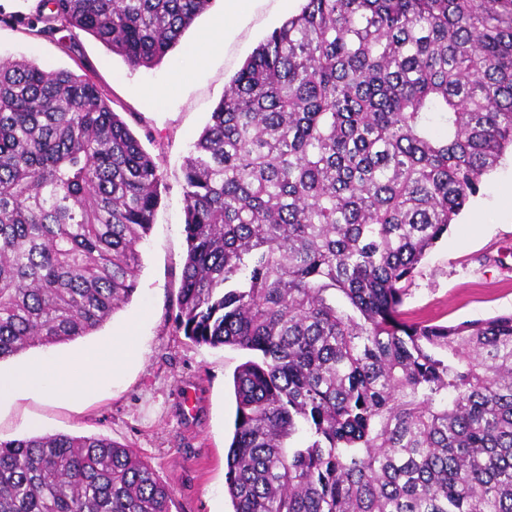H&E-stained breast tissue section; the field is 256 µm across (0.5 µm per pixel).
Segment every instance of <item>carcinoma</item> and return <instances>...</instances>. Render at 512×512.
Masks as SVG:
<instances>
[{
	"mask_svg": "<svg viewBox=\"0 0 512 512\" xmlns=\"http://www.w3.org/2000/svg\"><path fill=\"white\" fill-rule=\"evenodd\" d=\"M214 0H40L131 68ZM443 126L440 136L433 122ZM512 148V0H304L184 159L172 308L233 376L234 512H512V313L411 321L417 268ZM160 166L88 74L0 61V363L137 290ZM100 435L0 440V512H171Z\"/></svg>",
	"mask_w": 512,
	"mask_h": 512,
	"instance_id": "obj_1",
	"label": "carcinoma"
}]
</instances>
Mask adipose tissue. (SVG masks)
<instances>
[{
    "label": "adipose tissue",
    "instance_id": "1",
    "mask_svg": "<svg viewBox=\"0 0 512 512\" xmlns=\"http://www.w3.org/2000/svg\"><path fill=\"white\" fill-rule=\"evenodd\" d=\"M138 354L137 338L127 331L86 353L39 358L17 370L0 372V407L34 394L69 402L83 400L118 377Z\"/></svg>",
    "mask_w": 512,
    "mask_h": 512
}]
</instances>
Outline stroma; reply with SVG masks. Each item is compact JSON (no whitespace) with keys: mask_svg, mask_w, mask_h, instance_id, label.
I'll use <instances>...</instances> for the list:
<instances>
[{"mask_svg":"<svg viewBox=\"0 0 512 512\" xmlns=\"http://www.w3.org/2000/svg\"><path fill=\"white\" fill-rule=\"evenodd\" d=\"M38 0H0V60L26 59L48 71L91 73L142 139L163 175L155 223L141 246V271L131 302L93 335L53 349L32 348L10 360L74 353L135 328L140 358L94 397L79 403L39 396L0 412V439L35 434L104 435L149 462L172 491V512H233L225 488L226 454L234 431L233 373L243 351L197 345L177 333L171 309L186 252L182 164L224 95L230 78L275 28L297 14L295 0H256L250 15L219 36L202 68L186 57L209 38L214 0L158 65L130 68L85 33L33 36ZM408 319L457 324L512 312V155L484 176L448 234L421 263L405 301Z\"/></svg>","mask_w":512,"mask_h":512,"instance_id":"obj_1","label":"stroma"}]
</instances>
